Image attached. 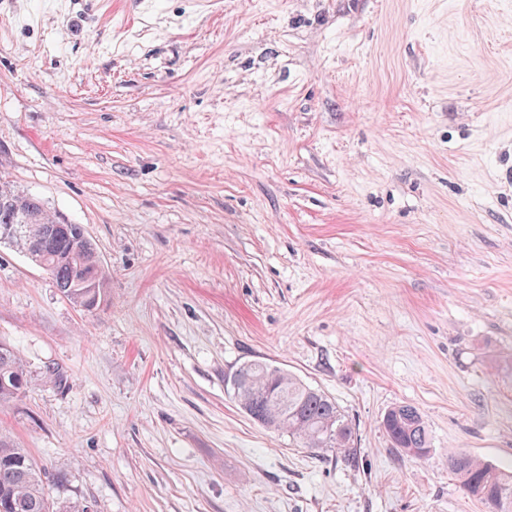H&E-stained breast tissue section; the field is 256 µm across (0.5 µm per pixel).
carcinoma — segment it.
Masks as SVG:
<instances>
[{
	"instance_id": "carcinoma-1",
	"label": "carcinoma",
	"mask_w": 512,
	"mask_h": 512,
	"mask_svg": "<svg viewBox=\"0 0 512 512\" xmlns=\"http://www.w3.org/2000/svg\"><path fill=\"white\" fill-rule=\"evenodd\" d=\"M33 219L31 234L42 236L40 222L54 223L41 200L0 183V225L21 224ZM94 251L79 225L42 241V258L56 287L80 306L98 301L104 272L84 264ZM232 395L250 418L263 428L287 432L305 448H334L341 457L354 454V427L336 402L283 368L264 361L242 364ZM28 381L13 349L0 343V405L25 394ZM382 428L394 448L412 460L428 457V427L419 410L408 404L390 408ZM448 469L457 477L464 494L483 503L487 512H512V470L506 471L466 451L448 454ZM45 471L23 448L0 440V509L3 512H71L50 499Z\"/></svg>"
}]
</instances>
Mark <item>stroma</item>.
<instances>
[{
	"instance_id": "1",
	"label": "stroma",
	"mask_w": 512,
	"mask_h": 512,
	"mask_svg": "<svg viewBox=\"0 0 512 512\" xmlns=\"http://www.w3.org/2000/svg\"><path fill=\"white\" fill-rule=\"evenodd\" d=\"M0 178L82 225L76 306L0 246V434L89 512H485L512 464V0H0ZM334 398L356 457L231 397ZM423 415L431 452L381 426ZM28 381L13 349L0 343V405L25 394ZM236 371L232 395L258 425L288 432L304 448H336L344 459L354 455V427L324 392L264 361L243 363ZM382 428L394 448L403 457L423 460L431 448L428 427L419 410L408 404L390 408L382 419ZM448 469L457 477L463 493L483 503L488 512H512V470L463 450L448 454Z\"/></svg>"
}]
</instances>
